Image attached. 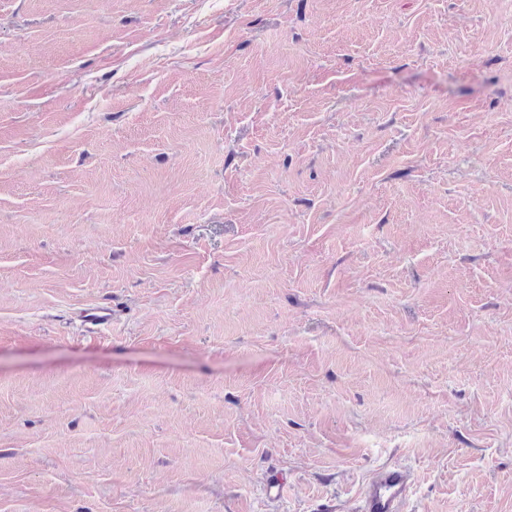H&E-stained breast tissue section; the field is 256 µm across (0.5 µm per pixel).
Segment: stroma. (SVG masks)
I'll use <instances>...</instances> for the list:
<instances>
[{"mask_svg":"<svg viewBox=\"0 0 512 512\" xmlns=\"http://www.w3.org/2000/svg\"><path fill=\"white\" fill-rule=\"evenodd\" d=\"M389 466L512 512V0H0V512Z\"/></svg>","mask_w":512,"mask_h":512,"instance_id":"stroma-1","label":"stroma"}]
</instances>
